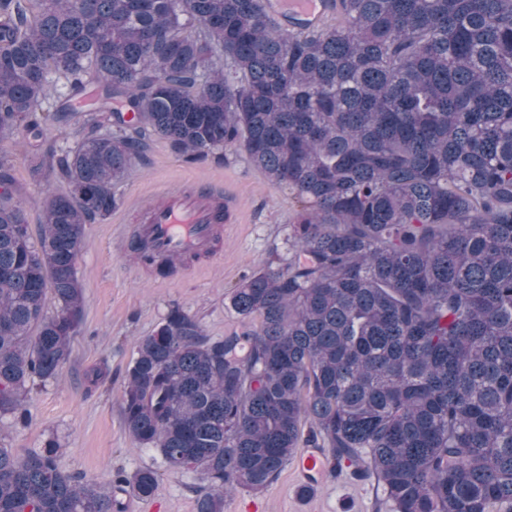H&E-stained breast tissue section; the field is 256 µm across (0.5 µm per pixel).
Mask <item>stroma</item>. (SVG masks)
Segmentation results:
<instances>
[{"mask_svg": "<svg viewBox=\"0 0 512 512\" xmlns=\"http://www.w3.org/2000/svg\"><path fill=\"white\" fill-rule=\"evenodd\" d=\"M0 148L12 165L8 195L23 208L29 224H38L44 196L62 191L65 184L48 172H35L26 134ZM185 185L223 187L234 204L236 222L225 233L214 263L163 278L131 260L126 239L138 222L136 207L142 200L158 188L175 191ZM119 194V208L84 227L85 246L77 263L83 316L69 360L58 380L31 392L26 424L0 416V444L21 456L55 441L61 469L84 480L105 482L119 469L154 470L156 495L143 500L121 493V512H198L199 477L171 468L157 450L141 445L127 430L121 408L126 370L141 339L172 307L194 317L208 336L240 330L229 294L272 254L290 258L288 235L298 206L289 190L273 186L243 151L217 150L191 163L162 139L153 140L145 156L133 162ZM224 512H388V506L375 480H355L347 468L328 473L305 492L299 475L287 466L262 490L227 495Z\"/></svg>", "mask_w": 512, "mask_h": 512, "instance_id": "obj_1", "label": "stroma"}]
</instances>
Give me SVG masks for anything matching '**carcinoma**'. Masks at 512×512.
<instances>
[{
  "label": "carcinoma",
  "mask_w": 512,
  "mask_h": 512,
  "mask_svg": "<svg viewBox=\"0 0 512 512\" xmlns=\"http://www.w3.org/2000/svg\"><path fill=\"white\" fill-rule=\"evenodd\" d=\"M336 26L261 0H0V144L90 102L34 242L0 203V415L69 360L83 226L157 136L238 147L300 210L293 257L233 290L218 339L178 307L138 345L122 415L207 484L264 488L300 444L375 477L389 512H512V0H331ZM70 94L41 113L48 76ZM53 290L57 307L49 311ZM154 471L82 482L57 446L0 445V512H112Z\"/></svg>",
  "instance_id": "carcinoma-1"
}]
</instances>
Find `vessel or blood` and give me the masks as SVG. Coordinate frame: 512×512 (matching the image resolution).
<instances>
[{"instance_id": "vessel-or-blood-1", "label": "vessel or blood", "mask_w": 512, "mask_h": 512, "mask_svg": "<svg viewBox=\"0 0 512 512\" xmlns=\"http://www.w3.org/2000/svg\"><path fill=\"white\" fill-rule=\"evenodd\" d=\"M287 7L313 26L331 11L328 0H288ZM141 216L135 243L145 245L156 263L171 265L177 273L188 263L211 258L233 221L227 198L189 186L175 193L159 190L142 204Z\"/></svg>"}]
</instances>
